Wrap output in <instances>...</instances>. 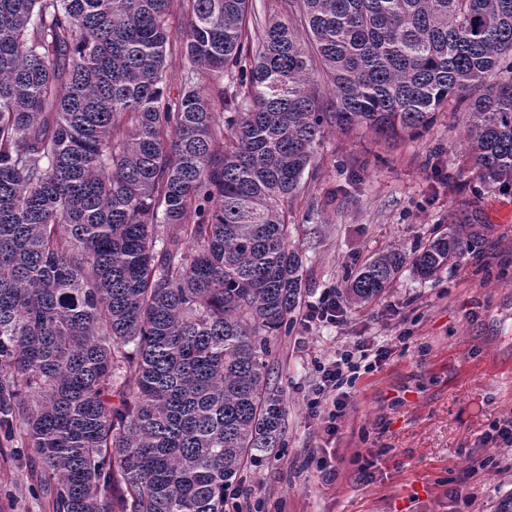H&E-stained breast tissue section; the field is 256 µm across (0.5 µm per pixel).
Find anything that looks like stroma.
<instances>
[{"label": "stroma", "instance_id": "35a3bbf8", "mask_svg": "<svg viewBox=\"0 0 512 512\" xmlns=\"http://www.w3.org/2000/svg\"><path fill=\"white\" fill-rule=\"evenodd\" d=\"M457 102L416 139L326 132L316 177L290 207V243L305 255L307 303L391 245L413 248L465 228L469 246L437 279L404 268L341 324L297 320L271 340L272 384L286 406L283 444L245 469L224 512H495L512 495V455L481 434L512 415V192L484 186ZM392 348L357 380L335 436L307 398L316 365L359 337ZM339 477L325 482L318 456ZM497 465L474 471L476 460ZM469 477L468 496L454 498ZM35 468L0 456V512H48Z\"/></svg>", "mask_w": 512, "mask_h": 512}]
</instances>
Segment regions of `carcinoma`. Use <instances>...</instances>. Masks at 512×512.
Listing matches in <instances>:
<instances>
[{
    "instance_id": "carcinoma-1",
    "label": "carcinoma",
    "mask_w": 512,
    "mask_h": 512,
    "mask_svg": "<svg viewBox=\"0 0 512 512\" xmlns=\"http://www.w3.org/2000/svg\"><path fill=\"white\" fill-rule=\"evenodd\" d=\"M280 7L0 0V437L49 512H224L280 447L270 338L305 291L288 212L326 131L418 137L455 99L481 182L512 187V0ZM466 245L383 249L344 299Z\"/></svg>"
}]
</instances>
